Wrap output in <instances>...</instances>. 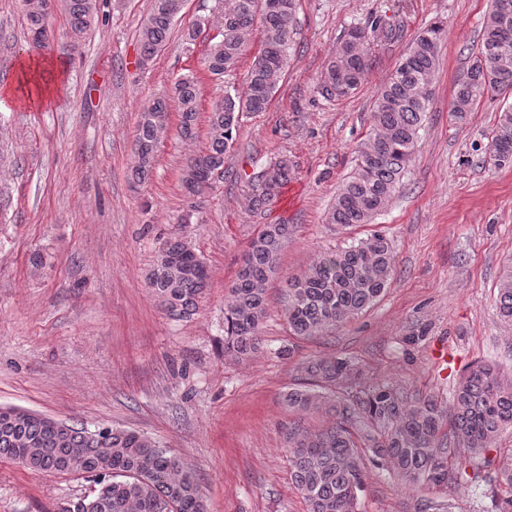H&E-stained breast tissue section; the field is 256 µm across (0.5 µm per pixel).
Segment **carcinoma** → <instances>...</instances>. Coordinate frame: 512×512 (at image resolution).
<instances>
[{
    "label": "carcinoma",
    "mask_w": 512,
    "mask_h": 512,
    "mask_svg": "<svg viewBox=\"0 0 512 512\" xmlns=\"http://www.w3.org/2000/svg\"><path fill=\"white\" fill-rule=\"evenodd\" d=\"M27 36L36 48L53 42L50 18L55 0H23ZM224 0L221 33L210 41L207 72L218 79L239 65L255 20L262 23V49L254 57L243 94L233 85L208 116L207 145L191 157L181 174L186 194L214 190L211 169H224L234 134L245 112H265L280 88L296 35L297 0ZM492 0L483 39L467 77L454 90L452 111L462 119L485 92L477 90L484 72L494 75V92L512 90V13ZM70 46L78 48L99 20V0H63ZM184 0H150L138 39L149 60L168 41ZM442 28L432 26L403 54L388 81L375 94L372 132L359 149L357 167L337 191L328 223L343 229L371 223L401 185L415 153L422 116L432 99ZM399 29L376 21L355 26L328 60L322 91L345 97L362 82L376 41L392 42ZM178 114L182 139L198 137L200 84L193 74L179 77L170 99L145 102L134 140L132 178L140 183L153 173L158 145L170 126L168 101ZM497 166L512 163V108L502 111L490 144ZM291 179L281 160L249 181L248 209L262 215ZM293 225L263 224L250 240L235 280L224 295V356L243 360L261 347L267 284L280 274V256ZM395 273L389 240L375 231L341 249L318 253L308 268L287 280L284 316L300 339L323 338L372 308L385 295ZM150 293L175 320L196 315L210 286L206 262L179 236L163 240L146 275ZM499 315L512 321V276L498 289ZM353 370L346 357L310 359L305 377L288 388L283 401L294 419L284 431L293 484L308 512H359L366 491L367 463L391 472L414 488L448 492L468 483H486L503 512H512V448H498L501 432L512 429V380L478 362L470 365L454 390L452 403L410 395L386 381L367 391L337 393L336 381ZM480 459L468 474L459 449ZM0 459L30 471L82 476L97 488L94 504L83 499L62 512H207L192 469L156 441L127 429L109 428L92 438L85 426L61 433L41 420H24L0 408Z\"/></svg>",
    "instance_id": "obj_1"
}]
</instances>
